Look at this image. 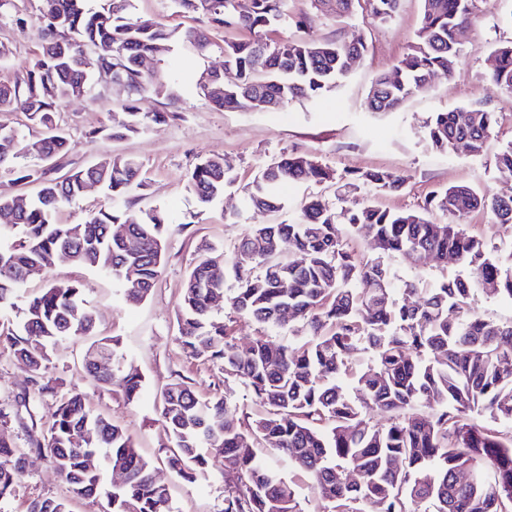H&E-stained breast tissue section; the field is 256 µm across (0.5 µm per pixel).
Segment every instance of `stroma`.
Wrapping results in <instances>:
<instances>
[{"label": "stroma", "mask_w": 512, "mask_h": 512, "mask_svg": "<svg viewBox=\"0 0 512 512\" xmlns=\"http://www.w3.org/2000/svg\"><path fill=\"white\" fill-rule=\"evenodd\" d=\"M37 0H8L0 7V81L22 78L38 52ZM288 19L267 30L276 41H328L362 38L366 50L342 84L324 96L292 102L278 110L249 111L214 106L201 94L197 81L202 71L221 68L224 45L250 39L243 29L213 28L212 46L198 55L182 43H171L162 59L145 63L148 71L160 73L167 84L162 94H145L141 111L166 112L169 120L151 124L143 133L113 140L95 136V129L111 124L109 107L125 93L118 87L95 83L93 98H77L55 115L69 136L71 148L59 158L49 175L59 178L71 171L116 156L138 161L146 176L143 189L133 193L134 209H160L170 226L166 257L151 295L141 304H127L121 283L111 276L74 264L57 255L53 264L33 274L24 286L31 294L50 283H77L96 315L94 337L65 340L57 344L45 379L58 393L77 391L86 407L109 417L150 457L171 493L170 512H222L224 480L218 471L194 483L173 476L163 463L169 438L159 421V396L180 376L202 394L215 385H226L233 405L244 412L257 411L244 384L225 383L219 365L207 354L192 356L177 343V313L188 266L200 243L220 250L232 249L251 225L295 221L306 198H322L331 207L355 210L366 201L367 189H342L338 182L304 183L288 190V207L278 214L243 207L244 189L256 172L284 154L316 157L336 174L350 169L384 170L403 181L401 191L380 195L375 205L391 210H413L441 186L470 184L492 194L512 188V172L498 169L500 148L512 141V94L500 91L484 76V52L490 42L512 39V0H480L478 19L462 28L458 38L466 53L454 77L435 75L427 90L410 98L394 112H371L365 105L374 79L390 72L408 52L420 25L422 0H400L396 15L383 23L370 10L358 12L339 25L311 0H286ZM131 17H149L166 27L186 28L196 19L180 13L174 0H131ZM480 107L495 112L496 133L477 155L440 152L423 140L421 128L437 112ZM207 157L227 159L237 176L236 185L223 199L199 209L188 177L195 164ZM240 212L237 223L226 217ZM393 277V298H401L405 282L430 287L435 281L459 272L456 261L441 264L426 259L415 265L405 255L384 256ZM111 336L119 341L118 352L144 378L139 401L127 402L118 387L91 381L84 370L85 355L94 338ZM34 372L0 346V408L11 418L0 421V433L14 440L17 448L30 446L29 432H42L53 405L51 396H38ZM29 411H21V399ZM71 501L73 512H110L106 498L73 499L69 485L46 457L29 456L26 469L12 496L0 502V512H26L37 498Z\"/></svg>", "instance_id": "1"}]
</instances>
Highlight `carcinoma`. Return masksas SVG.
I'll use <instances>...</instances> for the list:
<instances>
[{"label": "carcinoma", "instance_id": "carcinoma-1", "mask_svg": "<svg viewBox=\"0 0 512 512\" xmlns=\"http://www.w3.org/2000/svg\"><path fill=\"white\" fill-rule=\"evenodd\" d=\"M40 52L26 77L0 82V108L23 112L44 137L32 144L42 160L64 155L68 137L55 113L69 100L91 96V77L100 66L127 88L115 111L119 118L101 128L114 138L140 133L165 112L140 111L143 95L167 89L159 75L141 68L146 58L172 42L203 53L209 46L199 28H166L151 18L129 16L130 0H40ZM187 13L214 25L259 33L285 17V0H175ZM423 14L410 51L392 73L377 77L367 94L371 112H391L427 89L437 73L453 77L463 56L457 39L475 16L477 0H422ZM345 22L366 5L382 22L393 18L399 0H314ZM351 41L268 42L262 38L227 42L224 69L202 74L201 93L218 107L259 109L261 98L290 103L311 100L338 87L351 62L365 52ZM486 72L499 89L512 93V41L485 55ZM495 113L481 108L437 112L424 122L423 136L439 150L482 152L491 137ZM26 150L19 132L0 124V168L10 167ZM333 174L306 155L288 154L260 169L245 191L246 205L267 212L285 209L291 183L324 182ZM99 184L111 205L81 224H58L54 214L78 199L87 184ZM232 168L222 158H206L189 178L202 205L224 196L233 185ZM145 185L141 166L114 157L73 171L63 180L43 182L24 202L0 195V343L36 374L48 369L54 346L63 339L95 334V315L78 284L50 283L31 296L11 319L14 300L33 269L49 267L66 253L121 281L126 299L146 300L160 275L169 224L158 209H131V195ZM374 194L402 188L389 172L351 173L350 186ZM475 209L512 232V189L487 194L470 185L433 192L419 210L390 211L368 204L337 213L311 197L294 223L257 224L235 251L198 247L178 311L177 342L189 355L210 353L224 371V382L239 381L263 412L255 417L232 410L228 396H201L180 376L164 390L159 420L172 447L165 463L178 478L194 483L216 467L224 476V512H301L296 483L257 452L261 445L314 482L326 512H512V322L478 316L471 307L476 290L512 301V251L505 257L470 235L461 219ZM440 211L448 223L427 214ZM369 234L383 254L403 253L467 268L465 277L444 278L432 288L414 282L403 293L408 304L390 300L393 282L380 257H358L343 243L341 225ZM263 249L255 251L256 242ZM300 256L280 258L281 247ZM239 318L261 328L291 325L302 330L300 344H274L264 336L239 348L234 318L224 322L213 311L220 302ZM118 340L103 337L92 350L105 356L85 362L89 378L115 385L126 400L138 399L142 375L117 357ZM367 349L373 366L352 372L357 351ZM353 376L360 397L351 399L342 380ZM373 404L391 414L388 426L371 428L361 408ZM477 411L502 428L480 425ZM30 451L46 455L79 498L105 495L111 512H169V492L155 479L153 463L111 419L87 409L80 394L56 400L43 438L30 439ZM100 457L92 469L87 457ZM400 466L392 467V462ZM25 467V453L0 434V497L11 493ZM470 468L474 483L458 473ZM124 479L107 488L103 471ZM29 512H71L66 501L33 500Z\"/></svg>", "mask_w": 512, "mask_h": 512}]
</instances>
